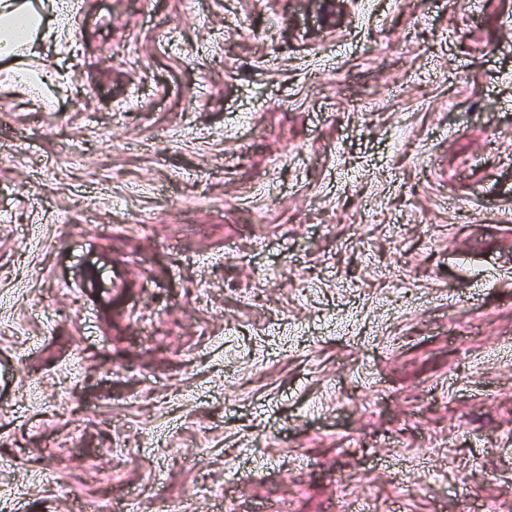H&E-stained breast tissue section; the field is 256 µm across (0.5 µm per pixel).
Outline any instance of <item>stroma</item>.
<instances>
[{
    "label": "stroma",
    "instance_id": "35a3bbf8",
    "mask_svg": "<svg viewBox=\"0 0 512 512\" xmlns=\"http://www.w3.org/2000/svg\"><path fill=\"white\" fill-rule=\"evenodd\" d=\"M0 60V512H512V0H63Z\"/></svg>",
    "mask_w": 512,
    "mask_h": 512
}]
</instances>
